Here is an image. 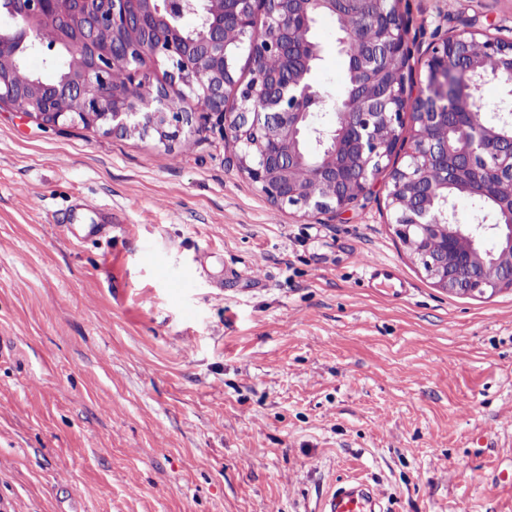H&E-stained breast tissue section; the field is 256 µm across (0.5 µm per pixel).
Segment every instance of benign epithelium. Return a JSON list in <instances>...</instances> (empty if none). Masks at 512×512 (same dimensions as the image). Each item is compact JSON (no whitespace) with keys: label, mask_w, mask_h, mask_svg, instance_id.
Returning <instances> with one entry per match:
<instances>
[{"label":"benign epithelium","mask_w":512,"mask_h":512,"mask_svg":"<svg viewBox=\"0 0 512 512\" xmlns=\"http://www.w3.org/2000/svg\"><path fill=\"white\" fill-rule=\"evenodd\" d=\"M383 13L376 43L352 59L353 90L331 101L309 82L320 48L305 39L309 21L337 16L352 40L363 29L339 11L341 0H0L14 21L0 33V56L37 48L64 52L69 70L51 90L37 82L15 87L0 73V101L58 126L82 118L121 135L165 143L191 126L194 110L176 107L168 86L203 104L221 137L237 147L238 169L271 201L304 214L351 210L391 157L388 208L398 238L440 290L493 296L512 288V113L482 120L467 92L468 77L498 81L512 96V26L496 33L477 26L436 27L428 42L408 39L399 0ZM191 11L203 20L199 38H186L169 16ZM56 30L48 45L41 34ZM248 44L251 77H234L235 52ZM288 63V79L263 62ZM493 59L497 66H487ZM168 64L154 91L147 63ZM123 69L124 86L111 87ZM77 98L83 111L56 106ZM233 98L234 107L226 106ZM417 126L403 136L404 114ZM303 171L315 173L307 183ZM490 197L489 224H460L461 201ZM442 247L431 248L433 239Z\"/></svg>","instance_id":"7a95c632"}]
</instances>
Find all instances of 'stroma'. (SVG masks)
I'll list each match as a JSON object with an SVG mask.
<instances>
[{
    "mask_svg": "<svg viewBox=\"0 0 512 512\" xmlns=\"http://www.w3.org/2000/svg\"><path fill=\"white\" fill-rule=\"evenodd\" d=\"M401 9L414 37L512 22ZM337 36L317 19L331 97ZM388 217L380 181L336 218L274 205L200 112L166 146L0 103V512H319L354 479L384 512H512V290L435 288ZM361 265L364 275L372 282L380 280L381 282L397 283L400 288L405 285L396 268L387 263L366 259L362 261Z\"/></svg>",
    "mask_w": 512,
    "mask_h": 512,
    "instance_id": "stroma-1",
    "label": "stroma"
}]
</instances>
